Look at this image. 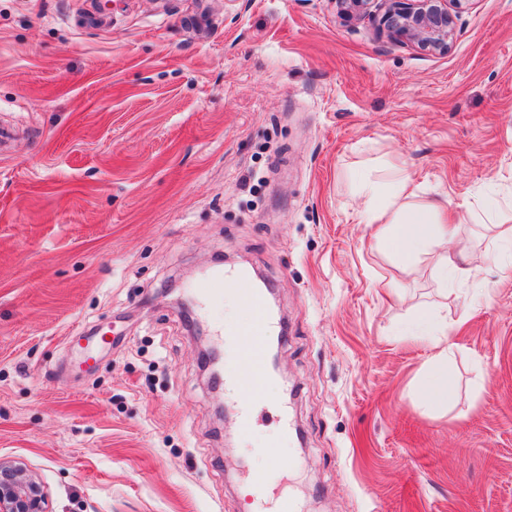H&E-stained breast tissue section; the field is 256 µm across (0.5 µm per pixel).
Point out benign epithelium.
Returning <instances> with one entry per match:
<instances>
[{
    "label": "benign epithelium",
    "instance_id": "1",
    "mask_svg": "<svg viewBox=\"0 0 512 512\" xmlns=\"http://www.w3.org/2000/svg\"><path fill=\"white\" fill-rule=\"evenodd\" d=\"M461 0H336L346 22L366 16L378 33L428 51H446L453 38L450 5ZM0 512H50L48 493L26 464L0 460Z\"/></svg>",
    "mask_w": 512,
    "mask_h": 512
}]
</instances>
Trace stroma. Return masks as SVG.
Instances as JSON below:
<instances>
[{
	"label": "stroma",
	"instance_id": "stroma-1",
	"mask_svg": "<svg viewBox=\"0 0 512 512\" xmlns=\"http://www.w3.org/2000/svg\"><path fill=\"white\" fill-rule=\"evenodd\" d=\"M1 128L0 459L51 512H246V469L303 512H512V0L441 53L334 0H0ZM403 169L479 280L362 223L361 176ZM219 262L287 323L248 434L186 329L226 304L177 306ZM423 336L428 337L433 347L438 349L432 358V367L426 385L427 400L434 405H444L448 402V347L442 346L440 335L433 334L432 322L426 320L422 323Z\"/></svg>",
	"mask_w": 512,
	"mask_h": 512
}]
</instances>
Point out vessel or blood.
I'll return each instance as SVG.
<instances>
[{"label":"vessel or blood","mask_w":512,"mask_h":512,"mask_svg":"<svg viewBox=\"0 0 512 512\" xmlns=\"http://www.w3.org/2000/svg\"><path fill=\"white\" fill-rule=\"evenodd\" d=\"M193 290L204 303L223 298L225 291L239 293L240 304L246 314L245 321L236 331V356L224 370V386L238 399V422L241 429L252 427L254 408L262 391L271 379L267 363L266 346L280 333L278 322L269 311L262 289L252 287L248 274L241 269L212 272L198 280ZM254 512H299L296 500L287 494H273L268 478L260 472L247 477Z\"/></svg>","instance_id":"1"}]
</instances>
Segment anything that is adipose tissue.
Wrapping results in <instances>:
<instances>
[{"instance_id": "ef3b65f1", "label": "adipose tissue", "mask_w": 512, "mask_h": 512, "mask_svg": "<svg viewBox=\"0 0 512 512\" xmlns=\"http://www.w3.org/2000/svg\"><path fill=\"white\" fill-rule=\"evenodd\" d=\"M410 185L411 179L405 173L386 190L370 177H363L360 189L364 223L376 225L378 234L397 253L420 255L455 242V250L442 257L443 267L459 276L473 275L476 267L472 255L466 244L458 242L454 219L446 217L441 202L424 205L413 202ZM422 328L429 333L435 349L425 395L431 404L444 405L448 402V349L438 335L433 334L431 321H424Z\"/></svg>"}]
</instances>
